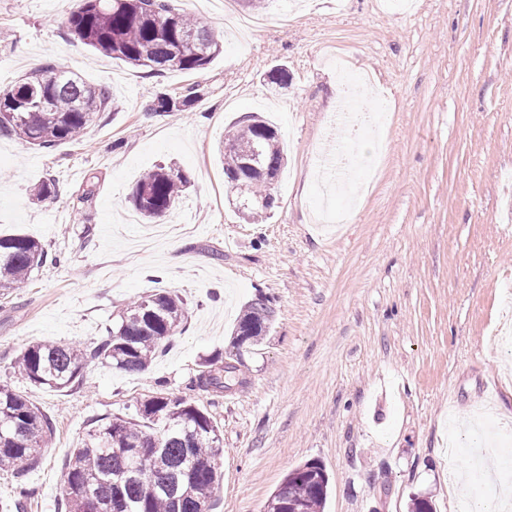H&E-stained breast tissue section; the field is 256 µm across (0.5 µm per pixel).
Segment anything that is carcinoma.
<instances>
[{"label": "carcinoma", "mask_w": 512, "mask_h": 512, "mask_svg": "<svg viewBox=\"0 0 512 512\" xmlns=\"http://www.w3.org/2000/svg\"><path fill=\"white\" fill-rule=\"evenodd\" d=\"M68 29L94 50L151 69L198 72L221 52L211 24L178 11L169 0H76ZM47 65L0 89V135L14 136L39 148L73 142L108 104L106 90L71 71ZM198 89L174 98L156 92L152 112H189ZM219 155L230 179L242 172L247 208L261 218L273 205L270 178L280 174L284 153L275 127L253 116L224 134ZM189 183L173 166L145 172L130 201L146 221L169 213ZM36 240L0 236V290L22 288L31 272L47 263ZM184 301L159 289L126 306L118 329L95 345L44 342L21 352L14 367L31 384L53 390L84 380V369L98 360L127 373H142L171 343L184 322ZM271 312L255 299L241 315L235 347L256 344L266 332ZM240 353L224 361H206L201 388L222 394L241 387ZM139 418L114 416L88 433L73 450L63 473L66 512L83 503L88 512H210L220 477V435L210 418L182 398L161 394L140 404ZM53 433V423L27 397L0 386V470L18 480L35 467ZM306 462L288 473L264 505L263 512H323L329 486L317 483Z\"/></svg>", "instance_id": "1"}]
</instances>
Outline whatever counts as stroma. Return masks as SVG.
Segmentation results:
<instances>
[{
	"instance_id": "1",
	"label": "stroma",
	"mask_w": 512,
	"mask_h": 512,
	"mask_svg": "<svg viewBox=\"0 0 512 512\" xmlns=\"http://www.w3.org/2000/svg\"><path fill=\"white\" fill-rule=\"evenodd\" d=\"M212 23L222 52L199 73L156 74L74 38V0H0V86L49 62L105 87L113 101L81 141L38 149L0 137V235L39 241L53 264L27 288L0 294V385L53 423L27 473L25 512H59L64 465L89 431L164 393L217 426L222 471L211 512H261L290 470L322 464L325 512H461L487 480L449 499L468 454L449 417L488 409L491 462L512 475V352L491 337L512 321V0H174ZM366 72L387 125L354 146L352 188L335 207L349 223L314 222L324 193L319 156L343 130L333 55ZM288 88L269 90L278 65ZM198 86L192 117L149 111L153 91ZM259 114L286 153L261 220L239 213L218 148L229 127ZM189 178L163 221L128 224V195L154 166ZM54 197L36 200L46 178ZM157 288L186 303L183 329L140 374L93 363L82 384L32 386L11 364L47 341L106 339L135 297ZM273 312L243 347V388L196 387L205 358L228 356L245 307Z\"/></svg>"
}]
</instances>
